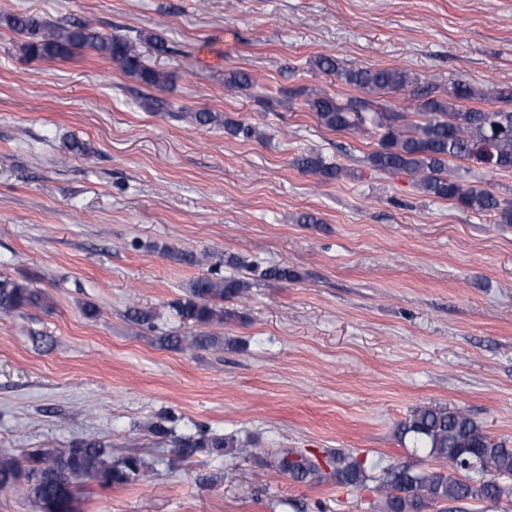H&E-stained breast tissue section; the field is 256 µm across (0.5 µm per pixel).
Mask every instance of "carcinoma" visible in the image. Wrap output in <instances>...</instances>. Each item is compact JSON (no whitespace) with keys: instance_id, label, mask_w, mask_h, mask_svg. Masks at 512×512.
Wrapping results in <instances>:
<instances>
[{"instance_id":"cac0c4a2","label":"carcinoma","mask_w":512,"mask_h":512,"mask_svg":"<svg viewBox=\"0 0 512 512\" xmlns=\"http://www.w3.org/2000/svg\"><path fill=\"white\" fill-rule=\"evenodd\" d=\"M6 25L25 37L23 50L32 59L70 56L82 47L126 75L157 90L165 88L164 72L149 66L139 49L141 36L104 33L90 22L51 23L35 15L12 14ZM315 66L353 86L362 97L341 104L329 94L307 95L305 105L319 123L333 131H361L371 126L380 132L378 148L366 157L375 170L405 171L419 176V188L435 198L456 202L474 213H492L501 224H512V200L466 180L470 163L490 171H512V110L500 108H461L460 101L479 99L488 103L512 102V88L490 87L478 90L465 81L452 83L448 99L437 96L434 83L425 89L414 87L408 72L392 68H362L340 65L332 56H320ZM255 78L243 71H232L224 85L230 91L252 86ZM417 101V119L374 100L377 95L405 94ZM191 124L217 125L220 115L206 110L184 113ZM297 167L328 181L339 177L340 168L319 152L300 156ZM224 264L241 268L258 279L288 280L285 268H261L235 254ZM248 279L201 277L194 280L187 297L171 303L182 323L208 326L224 320L220 302L245 295ZM44 305L41 292L24 282L0 277V314L9 315L29 307ZM164 342L184 351L206 349L216 340L206 332L191 336H166ZM416 447L442 460L446 468L437 471L393 467L382 470L376 492L381 512H427V508L448 501H512V448L492 440L481 425L460 409L448 407L415 409L404 425ZM172 453L178 461L198 454L253 456L250 443L234 436L199 431L173 439ZM112 442L80 443L70 448L31 453L23 459L7 448H0V494H9L23 485L38 512H80L84 487L100 488L146 481L155 473L156 461L138 453L113 455ZM278 467L293 479L304 482L331 471L336 483L359 488L366 475V462L338 454L319 458L314 454L288 452L278 458ZM461 472L464 479L454 477Z\"/></svg>"}]
</instances>
